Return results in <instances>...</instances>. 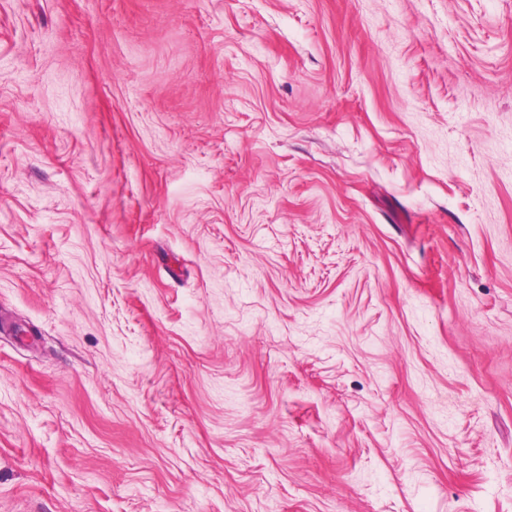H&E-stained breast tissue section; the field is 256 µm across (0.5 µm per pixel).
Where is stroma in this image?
<instances>
[{
	"instance_id": "obj_1",
	"label": "stroma",
	"mask_w": 512,
	"mask_h": 512,
	"mask_svg": "<svg viewBox=\"0 0 512 512\" xmlns=\"http://www.w3.org/2000/svg\"><path fill=\"white\" fill-rule=\"evenodd\" d=\"M0 512H512V0H0Z\"/></svg>"
}]
</instances>
